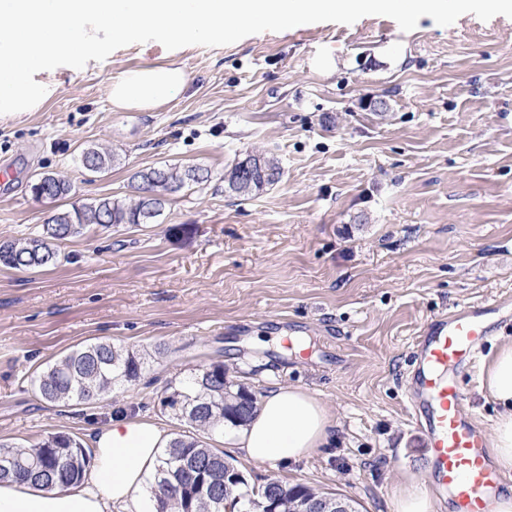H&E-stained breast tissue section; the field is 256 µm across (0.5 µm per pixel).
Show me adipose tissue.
Returning <instances> with one entry per match:
<instances>
[{"label": "adipose tissue", "instance_id": "1", "mask_svg": "<svg viewBox=\"0 0 512 512\" xmlns=\"http://www.w3.org/2000/svg\"><path fill=\"white\" fill-rule=\"evenodd\" d=\"M184 71L155 65L126 71L111 80L115 109L149 112L180 94ZM484 386L502 411L491 434L490 454L503 473L512 472V343L504 344L484 370ZM333 418L308 391L274 385L257 402L233 445L256 464L288 463L312 455L329 442ZM171 433L159 424L119 414L91 437L94 465L88 481L67 490H44L0 480V512H151L146 482ZM440 502L427 483L406 476L394 512H438Z\"/></svg>", "mask_w": 512, "mask_h": 512}]
</instances>
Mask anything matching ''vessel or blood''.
Returning a JSON list of instances; mask_svg holds the SVG:
<instances>
[{"label":"vessel or blood","instance_id":"vessel-or-blood-1","mask_svg":"<svg viewBox=\"0 0 512 512\" xmlns=\"http://www.w3.org/2000/svg\"><path fill=\"white\" fill-rule=\"evenodd\" d=\"M491 334L481 314L464 306L428 323L416 341L420 363L410 378V414L428 435L433 480L450 492L457 512H486L487 495L499 480L487 438L448 376L474 363Z\"/></svg>","mask_w":512,"mask_h":512}]
</instances>
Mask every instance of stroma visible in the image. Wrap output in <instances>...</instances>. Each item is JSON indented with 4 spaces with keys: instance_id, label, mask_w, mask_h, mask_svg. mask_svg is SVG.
Listing matches in <instances>:
<instances>
[{
    "instance_id": "1",
    "label": "stroma",
    "mask_w": 512,
    "mask_h": 512,
    "mask_svg": "<svg viewBox=\"0 0 512 512\" xmlns=\"http://www.w3.org/2000/svg\"><path fill=\"white\" fill-rule=\"evenodd\" d=\"M173 64L186 88L151 112L114 110L110 78ZM37 112L0 115V243L42 232L53 213L135 197L133 175L208 169L152 223L86 226L52 266L0 264V442L61 433L89 445L112 416L141 414L181 434L169 384L220 362L255 396L301 387L335 421L334 445L255 464L212 438L249 484L270 479L392 512L405 475L430 477L428 440L406 412L414 345L459 306L497 304L476 364L453 370L476 424L501 411L480 370L512 340V18L424 16L405 32L369 15L263 32L218 47L132 44L73 71ZM94 147L115 155L92 174ZM274 152L278 183L224 190L244 152ZM45 174L70 195L40 202ZM94 341L142 354L135 385L93 405L56 406L32 381Z\"/></svg>"
}]
</instances>
